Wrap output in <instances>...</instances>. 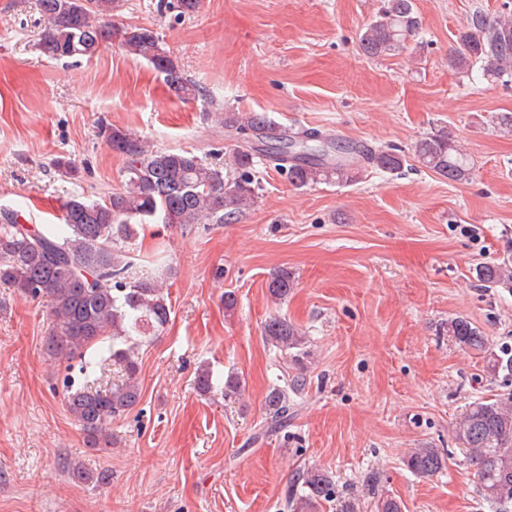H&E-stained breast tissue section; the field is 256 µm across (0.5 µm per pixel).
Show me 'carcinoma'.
<instances>
[{"label": "carcinoma", "instance_id": "carcinoma-1", "mask_svg": "<svg viewBox=\"0 0 512 512\" xmlns=\"http://www.w3.org/2000/svg\"><path fill=\"white\" fill-rule=\"evenodd\" d=\"M116 0H37L43 29L37 47L49 60L97 56L116 45L141 58L163 74L170 94L186 102L202 95L167 54L150 29L117 26L110 21ZM421 29L414 0H383L375 20L362 33L360 50L369 58L392 55L405 49ZM448 65L458 73L479 67L491 82L512 83V15L488 17L476 13L456 34V47ZM224 128L269 148L265 160L303 188L322 181L350 183L359 174L357 163L394 172L407 162L404 150H371L350 143L339 152L353 156L329 163L325 154L311 147L300 154L288 153L291 144L316 143L323 135L315 129L289 132L264 112L224 113ZM113 152L125 161V186L103 202L73 195L62 203L60 223L25 224L14 210L0 211V282L25 296L41 297L52 320L47 351L56 358H80L98 347L103 359L120 367L121 382L108 389L83 385L70 390L66 407L79 424L88 448L112 445L108 425L138 403L137 351L151 342L170 319V305L163 280L169 269L144 261L137 270L130 260L137 226L158 220L163 224H199L206 219L232 221L256 197L253 171L255 151L238 150L235 173L230 175L191 151H162L119 127L106 129ZM411 153L418 163L438 176L460 182L469 178L472 163L447 127L436 128L417 139ZM476 277L489 288L512 292V259L481 263ZM295 287L286 268L270 274L272 298L285 301ZM448 335L459 345L482 351L485 341L472 324L456 318L448 323ZM266 340L279 351L280 375L266 397L268 418L262 433L277 432L293 414L289 393L304 389L303 373L294 350L305 344L296 325L272 318L264 326ZM455 439L466 458L477 466L478 492L489 506L504 512L512 495V393L475 401L461 415ZM415 474L433 476L448 465L439 448H415L406 457ZM336 501V512H358L353 497L336 496V479L328 471L307 468L286 487L284 507L291 512H319L322 503Z\"/></svg>", "mask_w": 512, "mask_h": 512}]
</instances>
